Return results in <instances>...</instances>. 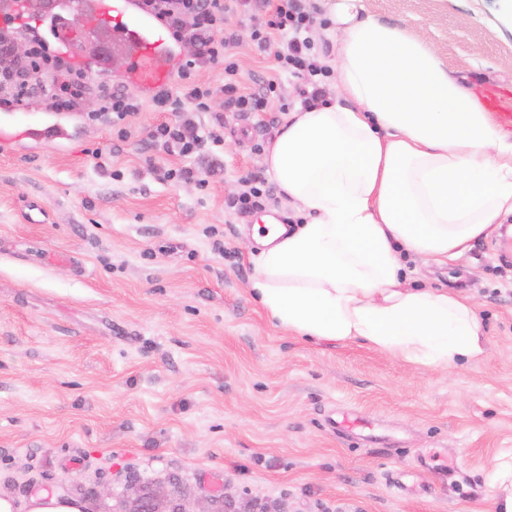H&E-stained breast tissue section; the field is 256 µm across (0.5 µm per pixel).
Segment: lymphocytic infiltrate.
<instances>
[{
    "instance_id": "1",
    "label": "lymphocytic infiltrate",
    "mask_w": 512,
    "mask_h": 512,
    "mask_svg": "<svg viewBox=\"0 0 512 512\" xmlns=\"http://www.w3.org/2000/svg\"><path fill=\"white\" fill-rule=\"evenodd\" d=\"M251 39L260 51L273 59L279 72L310 77L311 89L306 104H314L323 96L318 81L325 69L310 54L311 43L301 32L309 28L311 16L301 11L296 0H253ZM137 9L153 16L172 39L193 47L184 58L178 75L185 84L181 94L162 88L153 95V103L161 112H207L216 93L203 83L190 82L194 70L223 65L225 83L224 109L228 112H264L271 107L287 110V103L276 102L275 80H268L261 92L242 94L238 91L237 65L227 51L238 41L237 34L226 26V15L234 11L230 0H137ZM13 27L0 30V89L10 101L23 103L32 96L50 93L59 110H73L87 91H94L97 107L89 112L91 120L117 124L141 110L140 100L122 86L108 81H93L81 66L63 55L51 54L39 39L30 42L24 54H16L10 45ZM151 137L166 151L182 156L197 152L202 140L191 122L163 123L154 127Z\"/></svg>"
}]
</instances>
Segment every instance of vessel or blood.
Here are the masks:
<instances>
[{
    "label": "vessel or blood",
    "instance_id": "1",
    "mask_svg": "<svg viewBox=\"0 0 512 512\" xmlns=\"http://www.w3.org/2000/svg\"><path fill=\"white\" fill-rule=\"evenodd\" d=\"M0 9L26 17L55 41L70 34L66 22L54 25L46 16L30 13L27 0H0ZM67 9L81 19L83 37L95 40L102 30L111 31L112 45L125 53L126 84L143 91L170 84L178 66L172 49L153 20L134 10L131 0H69ZM66 135L65 125L57 121L31 120L23 112L0 117V145L20 139L60 140Z\"/></svg>",
    "mask_w": 512,
    "mask_h": 512
}]
</instances>
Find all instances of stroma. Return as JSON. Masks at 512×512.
<instances>
[{
    "mask_svg": "<svg viewBox=\"0 0 512 512\" xmlns=\"http://www.w3.org/2000/svg\"><path fill=\"white\" fill-rule=\"evenodd\" d=\"M331 2L309 0V35L333 99ZM362 4L512 113L505 0ZM232 22L238 84L259 90L274 64L247 17ZM278 77L288 112H228L216 96L224 140L208 142L199 113L206 142L188 157L149 146L176 115L147 94L125 139L88 120L87 96L69 139L0 151V499L14 512L46 499L119 512L131 472L162 491L178 478L187 512L216 494L230 512H495L493 464L512 457V233L498 225L445 263L406 261L409 277L476 304L480 359L434 369L273 327L248 291L249 240L261 216L297 221L265 159L304 106L301 81ZM181 167L206 186L162 179ZM251 181L267 194L238 212Z\"/></svg>",
    "mask_w": 512,
    "mask_h": 512,
    "instance_id": "obj_1",
    "label": "stroma"
}]
</instances>
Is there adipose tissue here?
<instances>
[{"instance_id":"1","label":"adipose tissue","mask_w":512,"mask_h":512,"mask_svg":"<svg viewBox=\"0 0 512 512\" xmlns=\"http://www.w3.org/2000/svg\"><path fill=\"white\" fill-rule=\"evenodd\" d=\"M331 7L340 101L291 113L268 171L305 217L265 219L249 289L299 337L364 342L445 369L486 351L474 305L412 288L401 252L464 255L512 215V136L406 28Z\"/></svg>"}]
</instances>
